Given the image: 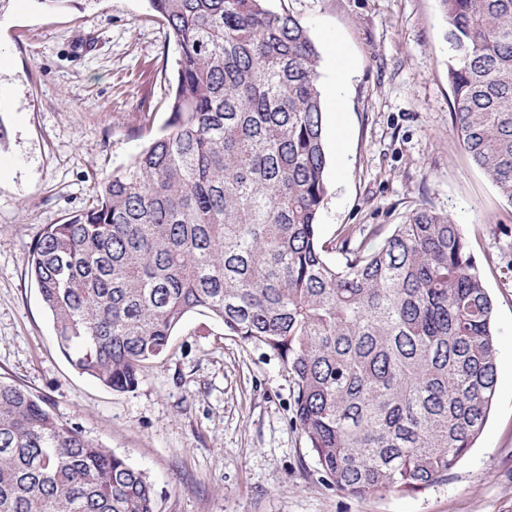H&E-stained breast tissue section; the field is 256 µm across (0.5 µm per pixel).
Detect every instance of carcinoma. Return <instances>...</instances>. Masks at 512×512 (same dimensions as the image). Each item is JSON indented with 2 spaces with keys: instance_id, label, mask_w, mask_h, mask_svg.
I'll return each instance as SVG.
<instances>
[{
  "instance_id": "obj_1",
  "label": "carcinoma",
  "mask_w": 512,
  "mask_h": 512,
  "mask_svg": "<svg viewBox=\"0 0 512 512\" xmlns=\"http://www.w3.org/2000/svg\"><path fill=\"white\" fill-rule=\"evenodd\" d=\"M438 2L457 134L512 205V0ZM149 4L178 50L163 133L28 255L59 349L130 391L206 310L283 361L293 423L339 490L447 477L497 383L494 304L459 225L421 205L376 250L320 244L328 156L307 27L267 0ZM0 512H158L157 493L0 381Z\"/></svg>"
}]
</instances>
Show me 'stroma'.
Masks as SVG:
<instances>
[{
  "mask_svg": "<svg viewBox=\"0 0 512 512\" xmlns=\"http://www.w3.org/2000/svg\"><path fill=\"white\" fill-rule=\"evenodd\" d=\"M298 18L347 76L325 113L328 195L319 238L380 247L419 205L452 215L495 305L498 381L476 446L415 491L351 496L322 471L293 420L294 387L264 345L190 313L137 386L115 392L59 350L27 258L46 225L86 208L95 181L166 122L177 47L147 0H12L0 15V379L125 458L158 512H512V205L471 162L452 120L438 0H268Z\"/></svg>",
  "mask_w": 512,
  "mask_h": 512,
  "instance_id": "obj_1",
  "label": "stroma"
}]
</instances>
